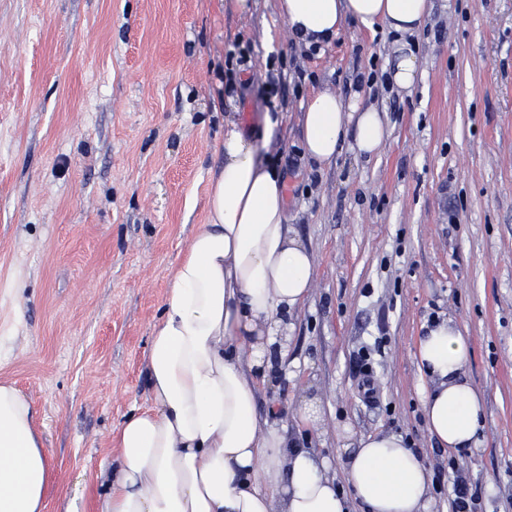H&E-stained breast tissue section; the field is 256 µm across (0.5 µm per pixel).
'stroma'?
I'll return each mask as SVG.
<instances>
[{
	"mask_svg": "<svg viewBox=\"0 0 512 512\" xmlns=\"http://www.w3.org/2000/svg\"><path fill=\"white\" fill-rule=\"evenodd\" d=\"M418 80L387 87L393 37L348 20L328 45L286 34L276 0H0V380L34 403L54 483L47 512H94L124 416L148 401L145 354L173 269L206 221L214 146L229 121L281 112L269 148L288 222L314 254L288 356L258 395L344 482L361 437L408 438L450 512L449 464L477 512H512V0H434L410 40ZM246 60L229 64L232 47ZM281 71L278 96L261 93ZM384 112L371 159L352 140L310 163L300 117L322 89ZM452 319L471 340L466 378L485 425L452 455L422 413L416 345ZM368 356L379 400L358 395ZM295 419L300 427L299 433L302 437V429L314 430L318 428L321 421V404L316 397L302 396L298 402L295 412Z\"/></svg>",
	"mask_w": 512,
	"mask_h": 512,
	"instance_id": "obj_1",
	"label": "stroma"
}]
</instances>
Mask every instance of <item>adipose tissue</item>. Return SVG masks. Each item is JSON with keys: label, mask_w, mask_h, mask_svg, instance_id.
Returning a JSON list of instances; mask_svg holds the SVG:
<instances>
[{"label": "adipose tissue", "mask_w": 512, "mask_h": 512, "mask_svg": "<svg viewBox=\"0 0 512 512\" xmlns=\"http://www.w3.org/2000/svg\"><path fill=\"white\" fill-rule=\"evenodd\" d=\"M289 35L306 46L336 37L345 21L395 33L387 71L411 90L418 64L407 38L431 0H278ZM301 146L329 165L346 138L377 155L390 136L382 112L315 92L303 106ZM215 152L223 162L207 190V219L177 262L146 351L150 403L118 426V450L103 468L95 512H426L430 470L405 438L360 439L344 462L354 490L325 476L313 449L271 427L258 410L275 357H286L290 319L315 284L314 257L288 225L286 185L257 154L253 132L227 122ZM469 337L448 320L428 327L416 357L430 382L422 406L441 447L466 448L484 425L479 391L465 377ZM53 481L31 400L0 381V512H45Z\"/></svg>", "instance_id": "adipose-tissue-1"}]
</instances>
